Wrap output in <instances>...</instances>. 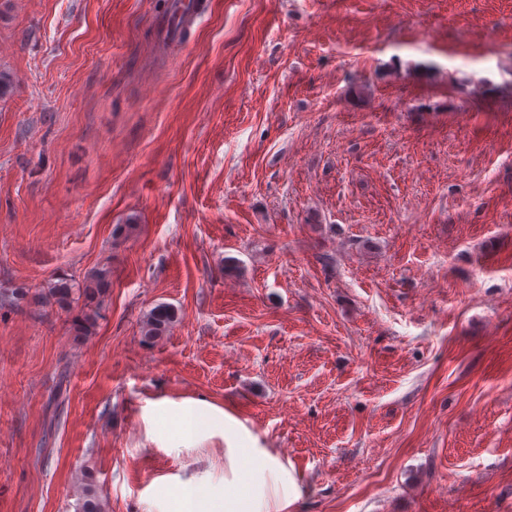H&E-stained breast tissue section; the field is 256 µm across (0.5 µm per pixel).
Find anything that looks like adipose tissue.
Listing matches in <instances>:
<instances>
[{
	"label": "adipose tissue",
	"mask_w": 512,
	"mask_h": 512,
	"mask_svg": "<svg viewBox=\"0 0 512 512\" xmlns=\"http://www.w3.org/2000/svg\"><path fill=\"white\" fill-rule=\"evenodd\" d=\"M216 433L224 441V512H284L288 493L296 487L294 476L229 413L210 410L201 428L170 431L161 445L192 448Z\"/></svg>",
	"instance_id": "adipose-tissue-1"
}]
</instances>
